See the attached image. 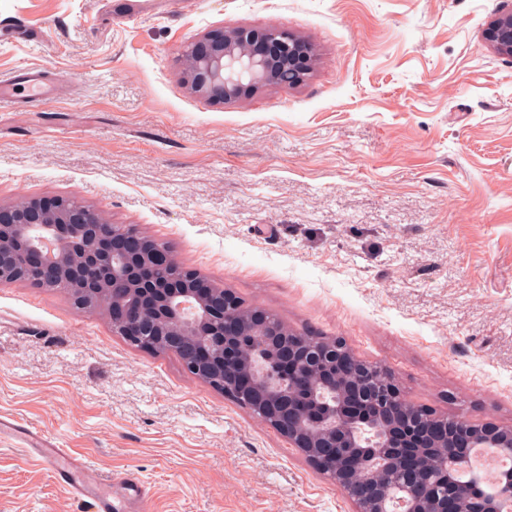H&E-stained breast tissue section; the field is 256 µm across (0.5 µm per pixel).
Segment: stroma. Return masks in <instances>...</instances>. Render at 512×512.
Instances as JSON below:
<instances>
[{
    "label": "stroma",
    "mask_w": 512,
    "mask_h": 512,
    "mask_svg": "<svg viewBox=\"0 0 512 512\" xmlns=\"http://www.w3.org/2000/svg\"><path fill=\"white\" fill-rule=\"evenodd\" d=\"M512 0H0V203L60 196L132 225L289 328L342 338L404 399L512 427ZM274 27L312 71L193 94L184 47ZM130 473L145 512H354L272 427L129 346L60 289L0 285V418ZM0 512H88L0 438ZM485 40L495 53L512 58V9L495 17L486 30Z\"/></svg>",
    "instance_id": "stroma-1"
}]
</instances>
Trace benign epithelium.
I'll list each match as a JSON object with an SVG mask.
<instances>
[{
  "mask_svg": "<svg viewBox=\"0 0 512 512\" xmlns=\"http://www.w3.org/2000/svg\"><path fill=\"white\" fill-rule=\"evenodd\" d=\"M485 40L512 58V10ZM313 54L283 31L217 30L183 52L185 80L201 97L235 102L270 85L303 83ZM173 265L156 275L158 259ZM61 288L79 309L103 308L131 346L174 353L194 377L288 438L355 504V512H500L512 498V469L459 490L453 479L474 448L512 455V428L470 424L434 437L431 418L395 384L373 381L372 364L335 336L307 339L266 312L240 317V301L180 265L168 248L118 231L93 208L62 197L0 204V284Z\"/></svg>",
  "mask_w": 512,
  "mask_h": 512,
  "instance_id": "1",
  "label": "benign epithelium"
}]
</instances>
